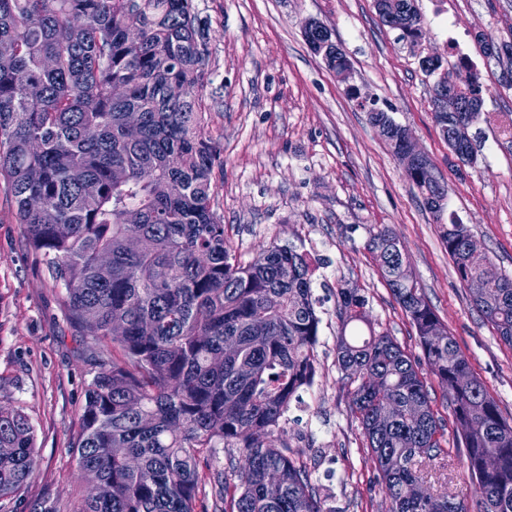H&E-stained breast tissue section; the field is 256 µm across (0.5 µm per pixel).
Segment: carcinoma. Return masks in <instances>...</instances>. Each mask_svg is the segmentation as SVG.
I'll use <instances>...</instances> for the list:
<instances>
[{
    "instance_id": "obj_1",
    "label": "carcinoma",
    "mask_w": 512,
    "mask_h": 512,
    "mask_svg": "<svg viewBox=\"0 0 512 512\" xmlns=\"http://www.w3.org/2000/svg\"><path fill=\"white\" fill-rule=\"evenodd\" d=\"M377 13L402 19V37L416 41V0H384ZM195 20L193 0H0V179L28 246L104 356L71 448L95 492L74 512H196L201 495L213 512H326L307 468L270 444L315 377V267L278 246L243 264L224 237L211 181L221 148L196 109L204 48ZM493 56L511 87L512 41ZM425 62L438 75L431 99L446 97L448 112L483 100L478 74ZM480 119L512 143L511 112ZM407 179L440 224L471 304L512 347V276L483 281L490 258L467 248L470 230L446 213L445 185ZM367 246L423 353L416 360L376 332L359 289H337V363L356 383L351 411L391 512H470L446 491L411 493L418 465L443 452L430 378L465 448L476 512H512V426L455 339L436 335L442 323L393 233L382 228ZM388 402L396 411L380 426ZM0 447L14 449L0 456L1 499L38 466L22 410L0 407ZM226 447L244 463L221 464Z\"/></svg>"
}]
</instances>
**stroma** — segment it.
Wrapping results in <instances>:
<instances>
[{
    "label": "stroma",
    "instance_id": "1",
    "mask_svg": "<svg viewBox=\"0 0 512 512\" xmlns=\"http://www.w3.org/2000/svg\"><path fill=\"white\" fill-rule=\"evenodd\" d=\"M452 32L433 21L437 0H417L416 43L384 24L373 0H194L206 44L198 107L220 144L224 164L212 173L214 210L242 262L259 247L289 246L323 259L313 293L321 318L318 369L312 387L291 401L273 446L303 463L325 488L328 512H388L358 419L350 412L353 384L336 364V286L344 281L368 299L375 331L420 355L414 328L393 298L368 247L389 227L410 269L457 346L512 423V347L486 322L460 284L437 224L407 180L359 99L406 126L448 185V208L467 224L494 269L512 276V148L479 121L468 130L477 154L461 165L434 119L435 82L420 62L447 58L448 38H462L485 86L483 109L512 113V89L478 34L512 31V0H446ZM318 21L346 54L349 82L329 71L303 30ZM357 96H350L349 87ZM96 371L83 330L71 320L63 289L24 240L0 187V406H18L36 428L39 468L23 492L1 500L0 512H35L44 495L73 512L79 489L70 446L81 426L85 390ZM434 409L445 423L443 466H423L431 491L469 494L447 403Z\"/></svg>",
    "mask_w": 512,
    "mask_h": 512
}]
</instances>
